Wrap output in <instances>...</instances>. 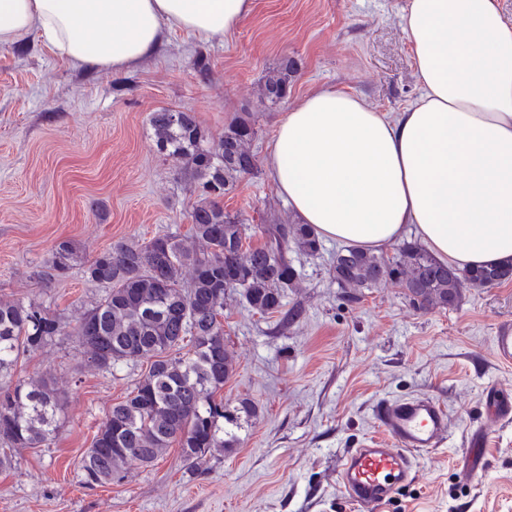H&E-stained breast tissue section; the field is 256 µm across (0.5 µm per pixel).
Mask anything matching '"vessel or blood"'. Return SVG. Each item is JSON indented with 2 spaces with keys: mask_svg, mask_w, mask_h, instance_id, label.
<instances>
[{
  "mask_svg": "<svg viewBox=\"0 0 512 512\" xmlns=\"http://www.w3.org/2000/svg\"><path fill=\"white\" fill-rule=\"evenodd\" d=\"M497 359L512 364V326L498 327L493 338ZM485 401L494 416L512 419V394L488 387ZM374 416L389 439L385 445L350 449L340 467L347 497L358 504L379 507L413 477V455L441 446L448 432L449 414L435 399L413 396L379 399Z\"/></svg>",
  "mask_w": 512,
  "mask_h": 512,
  "instance_id": "vessel-or-blood-1",
  "label": "vessel or blood"
}]
</instances>
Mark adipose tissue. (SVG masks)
Wrapping results in <instances>:
<instances>
[{"instance_id": "adipose-tissue-1", "label": "adipose tissue", "mask_w": 512, "mask_h": 512, "mask_svg": "<svg viewBox=\"0 0 512 512\" xmlns=\"http://www.w3.org/2000/svg\"><path fill=\"white\" fill-rule=\"evenodd\" d=\"M253 0H0V47L30 33L71 66L110 72L165 32H232ZM420 97L397 118L324 88L281 115L266 168L299 223L379 250L414 227L439 260L512 261V23L498 0H408Z\"/></svg>"}]
</instances>
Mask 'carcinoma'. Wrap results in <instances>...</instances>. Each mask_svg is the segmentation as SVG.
Returning <instances> with one entry per match:
<instances>
[{"instance_id":"cac0c4a2","label":"carcinoma","mask_w":512,"mask_h":512,"mask_svg":"<svg viewBox=\"0 0 512 512\" xmlns=\"http://www.w3.org/2000/svg\"><path fill=\"white\" fill-rule=\"evenodd\" d=\"M297 73L285 58L259 80V101L282 102ZM159 153L178 166L196 187L191 211L193 245L174 236L147 244L118 242L86 265L87 277L107 287L76 321L73 333L83 346L85 365L110 372L120 363L150 361L147 372L125 400L112 405L91 448L77 468L88 488L119 483L132 463L149 467L178 444L186 470L201 472L207 456L236 447L238 417L224 410L217 395L235 365L224 341L226 301L245 303L256 314L281 311L287 289L299 274L288 260L289 247L307 255L321 249L306 224L261 225L264 243L244 247L247 225L224 210L222 201L246 176L259 171L249 143L252 123L229 125L214 139L191 112L163 110L150 118ZM74 246L58 242L48 279L66 275L77 262ZM332 279L348 291L395 282L418 311L448 309L466 288H492L512 281V264L465 270L437 260L416 241L393 254L356 247L336 252ZM66 323L42 304L0 300V444L38 448L58 429L61 395L43 378L4 381L22 349H38L66 335Z\"/></svg>"}]
</instances>
